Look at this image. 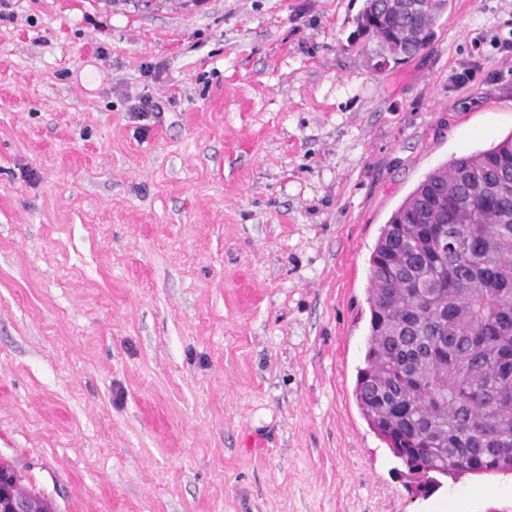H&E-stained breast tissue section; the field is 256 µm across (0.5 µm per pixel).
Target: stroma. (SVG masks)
Here are the masks:
<instances>
[{"mask_svg":"<svg viewBox=\"0 0 512 512\" xmlns=\"http://www.w3.org/2000/svg\"><path fill=\"white\" fill-rule=\"evenodd\" d=\"M362 6L0 0V459L56 512H512L354 395L382 226L512 134V0L383 71Z\"/></svg>","mask_w":512,"mask_h":512,"instance_id":"1","label":"stroma"}]
</instances>
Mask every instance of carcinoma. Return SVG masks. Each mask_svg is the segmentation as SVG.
I'll list each match as a JSON object with an SVG mask.
<instances>
[{
  "instance_id": "obj_1",
  "label": "carcinoma",
  "mask_w": 512,
  "mask_h": 512,
  "mask_svg": "<svg viewBox=\"0 0 512 512\" xmlns=\"http://www.w3.org/2000/svg\"><path fill=\"white\" fill-rule=\"evenodd\" d=\"M449 0H364L393 64L432 46ZM358 408L407 465L457 479L512 470V134L432 170L370 258Z\"/></svg>"
}]
</instances>
